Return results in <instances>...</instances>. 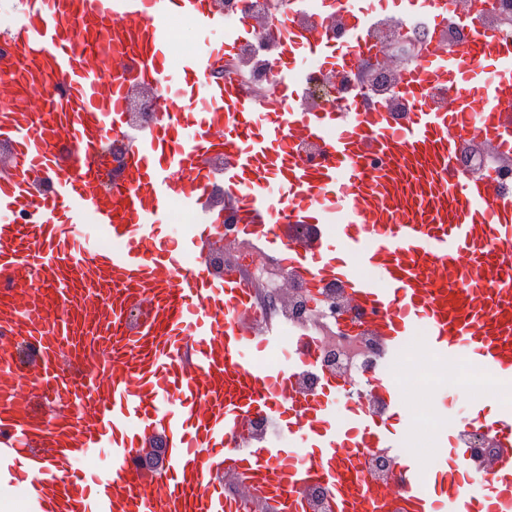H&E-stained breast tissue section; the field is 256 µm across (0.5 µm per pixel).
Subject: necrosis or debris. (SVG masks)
Instances as JSON below:
<instances>
[{"label":"necrosis or debris","instance_id":"necrosis-or-debris-1","mask_svg":"<svg viewBox=\"0 0 512 512\" xmlns=\"http://www.w3.org/2000/svg\"><path fill=\"white\" fill-rule=\"evenodd\" d=\"M427 32L425 19L405 21L389 14L380 15L372 36L383 47L384 53L368 67V78L360 85L365 94L391 96L397 55L412 49ZM276 43V37L260 29L243 49L246 66L259 84L267 85L272 81ZM260 310L279 314L287 320L289 328L299 331L308 329L312 318H320L332 328L319 349L322 364L336 370L346 380L356 383L366 380L379 345L372 336L356 332L349 326L350 315L335 287H326L313 296L300 288L290 273L282 271L269 282L266 302ZM388 374L400 386L413 423L405 450L418 457L423 465H430L436 429L432 401L443 376L424 332L410 336L401 356L389 365ZM454 383L463 388L472 402H492L512 408L511 379L498 378L465 361L461 363Z\"/></svg>","mask_w":512,"mask_h":512}]
</instances>
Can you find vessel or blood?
<instances>
[{
  "label": "vessel or blood",
  "instance_id": "vessel-or-blood-1",
  "mask_svg": "<svg viewBox=\"0 0 512 512\" xmlns=\"http://www.w3.org/2000/svg\"><path fill=\"white\" fill-rule=\"evenodd\" d=\"M479 2L391 0L429 19L397 112L309 94L310 61L355 74L378 56L366 0H288L259 97L226 66L251 25L224 0H23L0 34V492L23 512H313V488L329 512H512V412L439 413L422 467L384 369L422 327L442 370L463 356L512 378V189L463 163L470 145L512 162V37ZM174 14L224 34L178 86ZM152 94L160 112L134 122ZM177 202L194 221L173 238ZM254 260L340 290L381 346L367 387L258 315ZM472 429L494 450L477 465ZM93 448L109 473L79 468ZM160 99L157 96H143L132 99L130 103V112L134 120L139 124H147L150 119V113L158 112Z\"/></svg>",
  "mask_w": 512,
  "mask_h": 512
}]
</instances>
